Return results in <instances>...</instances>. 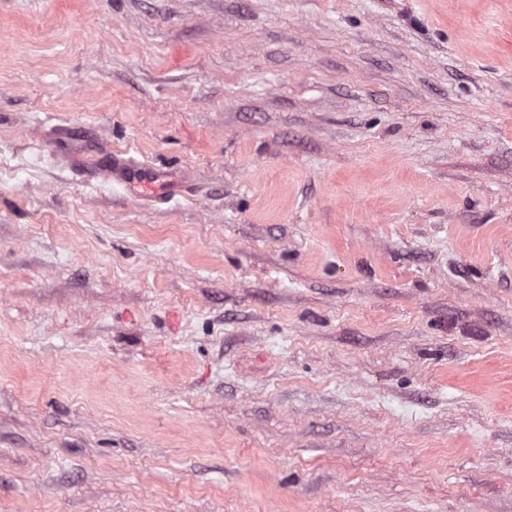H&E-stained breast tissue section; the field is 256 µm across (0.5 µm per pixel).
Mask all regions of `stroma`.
Masks as SVG:
<instances>
[{
	"instance_id": "35a3bbf8",
	"label": "stroma",
	"mask_w": 512,
	"mask_h": 512,
	"mask_svg": "<svg viewBox=\"0 0 512 512\" xmlns=\"http://www.w3.org/2000/svg\"><path fill=\"white\" fill-rule=\"evenodd\" d=\"M0 512H512V0H0ZM104 155L106 164L86 171L87 179L111 178L112 181L122 184L132 198L145 197L148 191L155 193L159 186L180 183L177 173L173 170L154 168L132 158L122 157L121 154Z\"/></svg>"
}]
</instances>
